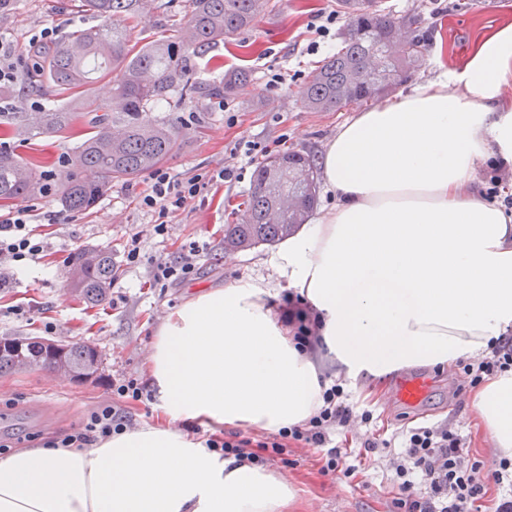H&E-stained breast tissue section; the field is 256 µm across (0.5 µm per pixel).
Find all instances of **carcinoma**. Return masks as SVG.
Here are the masks:
<instances>
[{
    "instance_id": "cac0c4a2",
    "label": "carcinoma",
    "mask_w": 512,
    "mask_h": 512,
    "mask_svg": "<svg viewBox=\"0 0 512 512\" xmlns=\"http://www.w3.org/2000/svg\"><path fill=\"white\" fill-rule=\"evenodd\" d=\"M149 0H72V7L98 19L96 26L67 33L56 43L29 84L42 93L81 95L95 80L113 75L111 94L88 104L92 116L61 174L60 201L68 211L92 209L112 185L163 164L175 151L181 131L173 124L146 123L149 106L168 101L174 91L193 101L201 94L195 81L198 62L220 42L250 27L270 0H188L179 40H132L127 24ZM346 27L338 51L310 76L303 104L312 111H338L376 100L405 82L424 65L425 38L419 19L373 7L370 0H339ZM245 71L224 75L206 90L210 96L238 98L248 92ZM80 118L61 106L33 121L17 116L18 127L36 134L59 133ZM120 122L123 129L113 130ZM41 171L30 160L0 151V203L29 196L40 187ZM319 177L314 156L289 151L268 157L253 175L245 214L224 225V247L247 251L272 245L306 223L318 201ZM72 292L94 307L104 304L117 266L112 252L82 248L69 257ZM101 356L85 341H43L31 337L0 338V374L41 370L79 382L97 374Z\"/></svg>"
}]
</instances>
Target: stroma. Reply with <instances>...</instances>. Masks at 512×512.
I'll return each instance as SVG.
<instances>
[{
    "mask_svg": "<svg viewBox=\"0 0 512 512\" xmlns=\"http://www.w3.org/2000/svg\"><path fill=\"white\" fill-rule=\"evenodd\" d=\"M64 2L10 0L9 6L0 10V32L24 47L52 23L64 33L95 25L91 16L64 10ZM380 2L395 14L418 15L427 41L423 69L392 90L395 98L439 72L463 67L477 44L504 23L512 22V0H490L486 7L478 0ZM271 3V11L214 49L215 63L201 66L196 73L199 85L205 88L223 79L225 73L247 68L254 77L250 97L230 100L225 110L218 108L212 97L203 95L188 104L174 99L147 112L148 119L169 120L181 128L178 148L163 164L171 174L185 176L222 166L242 171L238 181L214 183L193 209L173 214L167 237L152 234L151 217L139 204L151 185L147 171L113 182L93 210L69 212L64 224L50 222V214L62 209L55 176L66 169L82 139L85 122L54 134L0 135V149L39 159L44 174L50 177L47 187L10 205L14 211L31 209L32 227L49 248L39 261L14 265L11 288L0 292V337L42 336L48 333L45 326L50 323L54 338L95 343L103 360L98 377L85 382L58 379L43 371L0 375V435L25 437L69 429L110 397L113 380L144 378V360L161 319L195 290L218 288L246 277L264 279L277 290L271 299L274 311L283 312L289 291L284 281L271 276L276 246L262 245L231 254L224 251V227L242 218L255 169L254 163L234 154L233 147L238 141L251 140L267 145L273 155L304 150L316 156L358 108L353 105L337 112H313L302 102L306 81L340 45L346 18L337 12L338 0ZM323 10L336 11V22L329 36L321 39L318 51H307L311 38L307 25ZM185 12V0H174L169 8L154 0L134 23V40L145 43L170 34ZM279 72L287 73V82L269 89L268 78ZM137 231L142 234V260L130 265L125 245L129 235ZM192 242L208 248L192 279L165 288L155 286L150 276L153 264L175 261L182 247ZM83 247L110 249L120 268L107 302L92 309L75 298L67 279L68 257ZM413 372L430 381L425 397L414 406L397 398L399 376L395 373L386 378L380 398L351 390L352 401L372 411V429L388 439L410 427L448 423L458 427L471 453L492 464L496 455L469 398L454 396L463 382L460 364L417 366ZM317 458L314 449L299 443L291 444L282 454L265 455V467L298 489L297 512H388L391 488L385 457L364 461L355 476L341 479L321 474Z\"/></svg>",
    "mask_w": 512,
    "mask_h": 512,
    "instance_id": "35a3bbf8",
    "label": "stroma"
}]
</instances>
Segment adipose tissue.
Here are the masks:
<instances>
[{
	"instance_id": "1",
	"label": "adipose tissue",
	"mask_w": 512,
	"mask_h": 512,
	"mask_svg": "<svg viewBox=\"0 0 512 512\" xmlns=\"http://www.w3.org/2000/svg\"><path fill=\"white\" fill-rule=\"evenodd\" d=\"M511 85L509 23L462 69L342 124L319 159L331 206L272 263L316 315V347L297 348L262 281L193 292L146 359L165 425L0 460V512H288L295 492L276 473L181 423L274 432L317 413L333 378L377 392L394 371L477 356L512 328V218L477 181L488 160L512 172ZM471 405L512 459V372Z\"/></svg>"
}]
</instances>
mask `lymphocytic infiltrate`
Wrapping results in <instances>:
<instances>
[{
	"label": "lymphocytic infiltrate",
	"instance_id": "f902f5d3",
	"mask_svg": "<svg viewBox=\"0 0 512 512\" xmlns=\"http://www.w3.org/2000/svg\"><path fill=\"white\" fill-rule=\"evenodd\" d=\"M240 177L237 170L221 167L203 170L186 177L172 176L157 169L151 176L149 191L140 199L142 209L152 217L151 230L158 236L169 233V218L178 211L192 209L204 191L217 181L230 182ZM30 214L20 209L0 216V259L11 262L41 259L46 250L43 240L28 228ZM199 245L183 247L176 261L160 262L153 267L156 283L165 285L191 278L204 258ZM471 383L512 371V336H501L489 347V354L475 363L464 364ZM148 392L132 377L113 380L110 399L91 409L76 428L46 440L49 448H84L94 442L121 433L128 428L127 403L146 399ZM369 421L370 410H357L349 402L341 384L331 383L323 394V405L308 421L280 429L277 436L261 442L237 433L209 435L206 448L239 461L261 462L265 451L281 452L284 440L302 442L319 451L323 474L352 477L357 467L348 461L347 449L333 445L331 436L354 419ZM387 478L394 488L391 512H479L492 490L505 489L496 512H512V459H500L494 470H486L483 461L471 457L455 429L448 424L419 427L406 431L398 452L391 460Z\"/></svg>",
	"mask_w": 512,
	"mask_h": 512
}]
</instances>
